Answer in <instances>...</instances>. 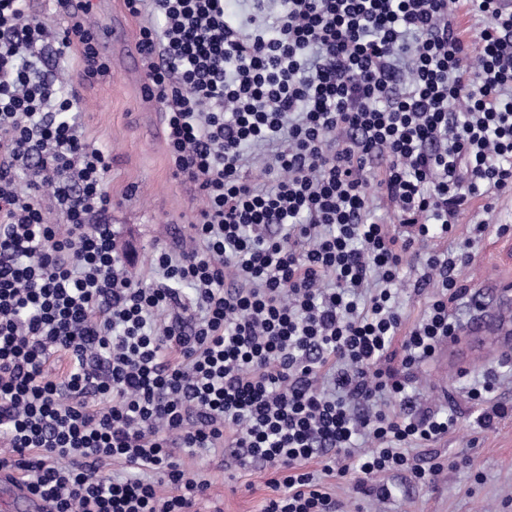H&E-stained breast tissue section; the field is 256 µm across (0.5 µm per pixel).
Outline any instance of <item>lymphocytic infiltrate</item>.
I'll return each mask as SVG.
<instances>
[{
    "instance_id": "lymphocytic-infiltrate-1",
    "label": "lymphocytic infiltrate",
    "mask_w": 512,
    "mask_h": 512,
    "mask_svg": "<svg viewBox=\"0 0 512 512\" xmlns=\"http://www.w3.org/2000/svg\"><path fill=\"white\" fill-rule=\"evenodd\" d=\"M124 0L164 113L175 177L204 205L195 245L157 248L127 276L112 225L108 155L74 112L75 88L42 74L45 48L79 46L106 75L87 11L52 30L0 0V471L48 512H196L211 482L175 451L235 448L277 476L261 512H340L320 474L435 479L411 449L456 428L407 416L390 362L431 358L460 330L463 269L485 231L429 254V311L395 304L414 246L449 236L474 196L512 192V11L497 0ZM478 17L479 44L455 26ZM267 153L263 181L243 175ZM24 171L27 190L18 189ZM379 193L403 226L373 221ZM66 221L48 223L47 206ZM68 361L46 380L53 357ZM317 462L320 472L307 470ZM124 464L128 477L103 476Z\"/></svg>"
}]
</instances>
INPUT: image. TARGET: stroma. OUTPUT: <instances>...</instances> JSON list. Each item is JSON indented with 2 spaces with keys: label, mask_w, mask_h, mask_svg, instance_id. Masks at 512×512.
Here are the masks:
<instances>
[{
  "label": "stroma",
  "mask_w": 512,
  "mask_h": 512,
  "mask_svg": "<svg viewBox=\"0 0 512 512\" xmlns=\"http://www.w3.org/2000/svg\"><path fill=\"white\" fill-rule=\"evenodd\" d=\"M121 58L117 46L103 55L109 74L94 80L84 79L82 57L76 51L50 59L41 70L51 77L65 76L79 92L83 131L112 160L106 182L117 248L129 277L138 280L147 275L155 249L191 243L190 220L202 199L193 185L174 176L163 115L141 111L140 88L126 74ZM485 203L484 197L472 198L457 217L454 238L435 237L426 244L427 250L445 251L453 239L469 236L473 224L488 223L473 262L462 271L473 300L451 310L462 324L461 334L457 341L440 344L434 357L416 369L410 390L416 406L457 414L455 431L431 447L414 449L415 464L426 466L438 456L456 457L465 465L443 470L432 484L408 473L395 477L394 494L384 502L356 493L357 474L325 477V485L346 512H512V415L496 421L493 429H484L481 408L468 397L470 386L493 369L500 378V396L512 403V356L493 341V325L502 313L501 289L512 283V235L497 233L499 225H512V196L499 197L489 213ZM422 273V265L411 260L400 274L399 308L408 329L428 311L429 292L414 289ZM182 462L188 476L211 482L201 512H261L271 493L273 469H240L230 453L202 452L183 456Z\"/></svg>",
  "instance_id": "35a3bbf8"
}]
</instances>
